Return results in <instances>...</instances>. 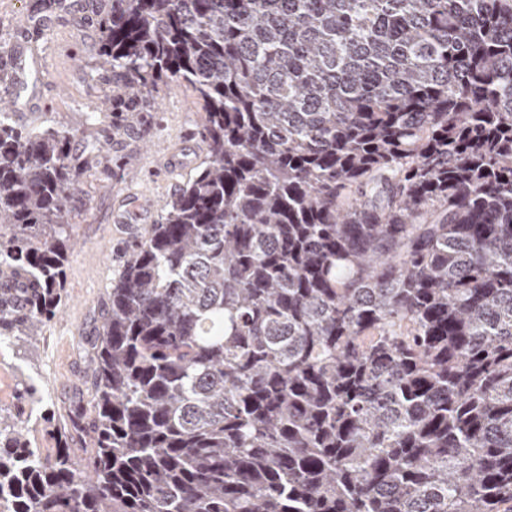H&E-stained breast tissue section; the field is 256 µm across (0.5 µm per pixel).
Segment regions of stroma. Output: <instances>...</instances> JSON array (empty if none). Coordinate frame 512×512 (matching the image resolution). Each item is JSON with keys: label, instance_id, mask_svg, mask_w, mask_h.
<instances>
[{"label": "stroma", "instance_id": "35a3bbf8", "mask_svg": "<svg viewBox=\"0 0 512 512\" xmlns=\"http://www.w3.org/2000/svg\"><path fill=\"white\" fill-rule=\"evenodd\" d=\"M41 0H0V42L15 46L20 20L39 12L45 26L29 46L46 61L47 81L58 94L23 111L18 121L44 119L58 127L86 129V115L101 111L112 87L101 81L95 55L99 39L94 18L97 0H83L82 10H40ZM205 110L187 83L163 81L140 106L134 124L122 127L112 143L96 154L79 178L70 232L77 248L66 268L60 312L37 336L0 350V420L12 423L26 390L40 398L30 427L42 448H53L49 424H61L74 406L90 398L88 378L93 351L88 343L101 326V309L111 283L143 227L158 223L165 201L193 175L206 145L201 136ZM184 157L171 175L161 170L170 154ZM143 208L131 228L114 224L112 214L133 200Z\"/></svg>", "mask_w": 512, "mask_h": 512}]
</instances>
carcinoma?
Instances as JSON below:
<instances>
[{"instance_id":"1","label":"carcinoma","mask_w":512,"mask_h":512,"mask_svg":"<svg viewBox=\"0 0 512 512\" xmlns=\"http://www.w3.org/2000/svg\"><path fill=\"white\" fill-rule=\"evenodd\" d=\"M205 160L129 254L92 403L0 427V512H512V0H109ZM114 123L84 140L101 151ZM77 131L0 101V339L61 309Z\"/></svg>"}]
</instances>
